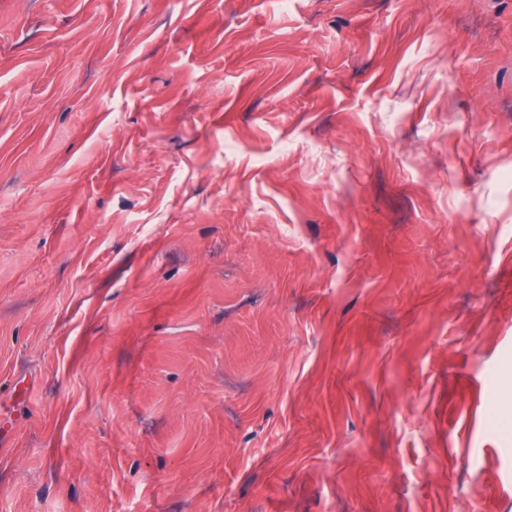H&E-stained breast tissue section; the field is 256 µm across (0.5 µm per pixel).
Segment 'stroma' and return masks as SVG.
Segmentation results:
<instances>
[{"label": "stroma", "instance_id": "1", "mask_svg": "<svg viewBox=\"0 0 512 512\" xmlns=\"http://www.w3.org/2000/svg\"><path fill=\"white\" fill-rule=\"evenodd\" d=\"M0 512H512V0H0Z\"/></svg>", "mask_w": 512, "mask_h": 512}]
</instances>
